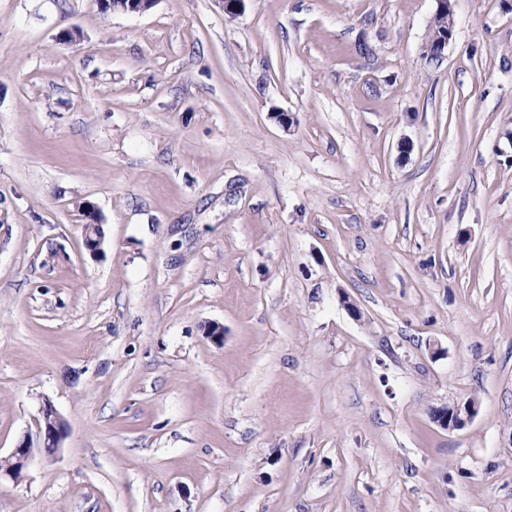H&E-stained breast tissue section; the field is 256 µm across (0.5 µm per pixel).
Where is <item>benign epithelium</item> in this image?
<instances>
[{
    "mask_svg": "<svg viewBox=\"0 0 512 512\" xmlns=\"http://www.w3.org/2000/svg\"><path fill=\"white\" fill-rule=\"evenodd\" d=\"M157 0H97L103 12L141 14L150 10ZM84 245L88 252L96 255L103 249V234L96 220L84 224ZM477 413L473 399L457 403L451 408L442 407L432 412V419L443 429H460ZM66 434V424L51 401L45 399L38 408L35 433H26L17 442L9 456L1 459L0 478L17 480L24 468L37 452L54 455Z\"/></svg>",
    "mask_w": 512,
    "mask_h": 512,
    "instance_id": "7a95c632",
    "label": "benign epithelium"
}]
</instances>
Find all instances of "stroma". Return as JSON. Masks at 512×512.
<instances>
[{"label": "stroma", "mask_w": 512, "mask_h": 512, "mask_svg": "<svg viewBox=\"0 0 512 512\" xmlns=\"http://www.w3.org/2000/svg\"><path fill=\"white\" fill-rule=\"evenodd\" d=\"M436 7L0 0V512H512V0ZM158 0H97L102 12L141 14L150 10ZM436 2H437L436 13L440 12V13H448V14L434 16V18L430 24L427 38L425 40L426 46L434 45V39L437 34L441 35V34H443V32H446V33L448 32V18L454 24L452 1L451 0H436ZM449 44H450V39L448 36V38L445 40L440 39L439 42L436 43V45L433 49L430 46L429 47L422 46V54L424 53V50H426L428 53L433 52L434 54L443 57ZM85 210L89 217H92L91 222L84 224V245L88 252L92 255H96L102 252L103 249V234L100 225L93 218L94 206L89 202H84ZM35 433H25L17 442L8 457L1 458L4 465L0 466V480L9 477L18 480L24 468L36 452H43L48 456L54 455L60 448L66 434V424L50 400H43L38 408L35 419ZM49 440L51 448H41L38 445ZM477 413V403L469 399L465 403H457L453 408L442 407L432 412V419L443 429H460Z\"/></svg>", "instance_id": "stroma-1"}]
</instances>
